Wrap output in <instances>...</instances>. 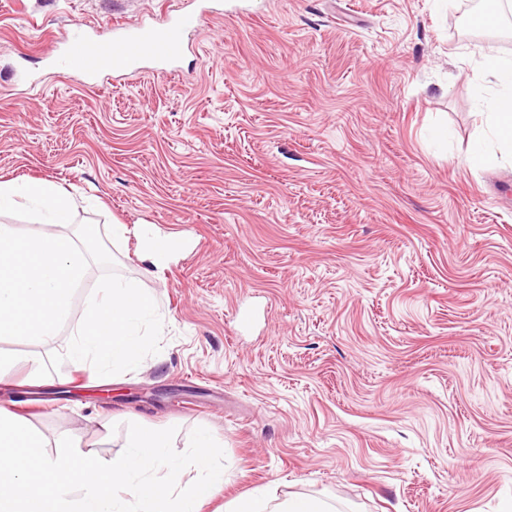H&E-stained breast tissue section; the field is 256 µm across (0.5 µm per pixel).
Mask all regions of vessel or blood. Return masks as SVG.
<instances>
[{
  "label": "vessel or blood",
  "instance_id": "1",
  "mask_svg": "<svg viewBox=\"0 0 512 512\" xmlns=\"http://www.w3.org/2000/svg\"><path fill=\"white\" fill-rule=\"evenodd\" d=\"M222 5L223 0H196L195 8L181 14L168 13L135 26L116 23L107 41L80 30L65 34L57 66L89 84L119 78L146 62L164 72L183 48L184 33L221 13Z\"/></svg>",
  "mask_w": 512,
  "mask_h": 512
}]
</instances>
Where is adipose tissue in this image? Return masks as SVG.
I'll use <instances>...</instances> for the list:
<instances>
[{"instance_id":"adipose-tissue-1","label":"adipose tissue","mask_w":512,"mask_h":512,"mask_svg":"<svg viewBox=\"0 0 512 512\" xmlns=\"http://www.w3.org/2000/svg\"><path fill=\"white\" fill-rule=\"evenodd\" d=\"M478 78L474 95L486 115L487 129L472 145L467 161L483 166L497 159H512V57L490 47L474 51ZM227 512H335L334 507L312 496L278 499L267 493L231 502Z\"/></svg>"}]
</instances>
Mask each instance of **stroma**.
<instances>
[{"instance_id":"obj_1","label":"stroma","mask_w":512,"mask_h":512,"mask_svg":"<svg viewBox=\"0 0 512 512\" xmlns=\"http://www.w3.org/2000/svg\"><path fill=\"white\" fill-rule=\"evenodd\" d=\"M176 69L84 84L47 56L108 38L112 0H0V180L76 196L163 322L139 367L0 379V407L83 450L129 423L208 429L224 488L341 512L512 503V165L463 158L466 50L512 56L463 0H224ZM42 89L17 110L11 68ZM445 127L448 141L432 133ZM125 226L112 235L113 223ZM174 256L140 259L141 233Z\"/></svg>"}]
</instances>
